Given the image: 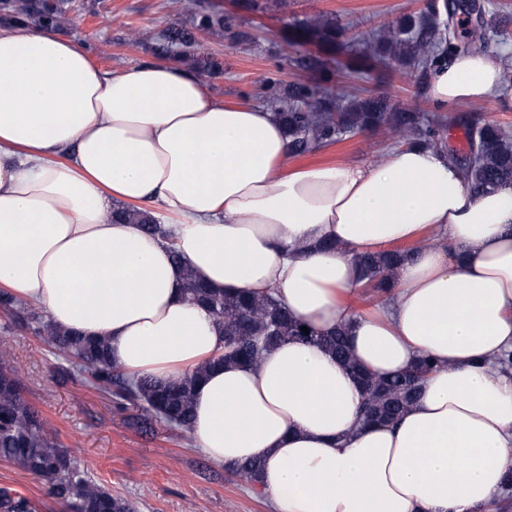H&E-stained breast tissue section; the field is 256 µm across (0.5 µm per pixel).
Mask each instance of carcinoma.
<instances>
[{"label": "carcinoma", "mask_w": 512, "mask_h": 512, "mask_svg": "<svg viewBox=\"0 0 512 512\" xmlns=\"http://www.w3.org/2000/svg\"><path fill=\"white\" fill-rule=\"evenodd\" d=\"M486 13L481 0H450L448 7L440 11L431 7L417 24L405 20L396 27L382 28L366 58L389 70L407 64L428 70L452 48L482 51L496 35ZM26 18H35L39 25L51 29L64 23L63 11L54 3L22 0L14 21ZM303 28L310 40L323 47L332 46L340 36L336 22L324 17L305 23ZM196 30L221 38L224 17L202 14L195 24ZM195 45L194 31L170 26L162 31L157 54L182 61L191 57ZM276 117L288 136L292 156L314 152L357 132L383 127L398 143L448 151L449 158L465 169L477 194L512 187V135L496 125L479 123L472 114L461 117L467 141V150L462 152L447 147L443 125L435 118L413 110H395L376 97L341 99L333 112L320 89L304 83L289 88ZM113 217L140 224L148 232L166 233L164 225L147 209L123 206L113 212ZM406 255L402 248H391L355 252L352 258L372 288L387 293L395 266ZM183 280L186 299L208 310L224 330L227 352L222 361L252 365L263 351L279 343L292 340L315 344L336 356L357 380L363 397V416L368 422L395 419L417 398L422 376L433 368L430 358L423 357L412 370L394 377L369 373L352 358L346 329L339 328L327 336H318L311 330L306 335L301 331L304 323L290 315L275 297H248L208 288L186 265ZM30 319L38 323L44 342L88 369L97 390L129 401L183 436L191 432L194 386L204 369L168 382L147 375H124L108 359L105 341L89 340L64 330L47 315L33 312ZM0 459L46 481L49 494L72 512H136L134 503L112 495L93 481L74 464L67 450L46 435L38 412L23 398L20 378L6 365L0 367ZM227 470L253 485L259 479L261 465L248 462L229 466ZM0 512H36V506L13 489L1 487Z\"/></svg>", "instance_id": "obj_1"}]
</instances>
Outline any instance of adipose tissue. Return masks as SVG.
<instances>
[{"instance_id": "1", "label": "adipose tissue", "mask_w": 512, "mask_h": 512, "mask_svg": "<svg viewBox=\"0 0 512 512\" xmlns=\"http://www.w3.org/2000/svg\"><path fill=\"white\" fill-rule=\"evenodd\" d=\"M487 52L436 65L439 109L489 97ZM269 109L216 98L192 71L97 66L76 41L0 26V288L59 327L105 340L126 373L196 369L192 437L211 460L262 464L274 512H498L512 458V187L474 194L448 156L406 145L371 164L292 166ZM149 204L172 239L112 220ZM434 246L398 266L366 312L356 251ZM338 242L335 251L323 240ZM274 294L380 376L430 357L399 419L366 425L347 368L289 341L255 367L220 364L224 332L183 294Z\"/></svg>"}]
</instances>
